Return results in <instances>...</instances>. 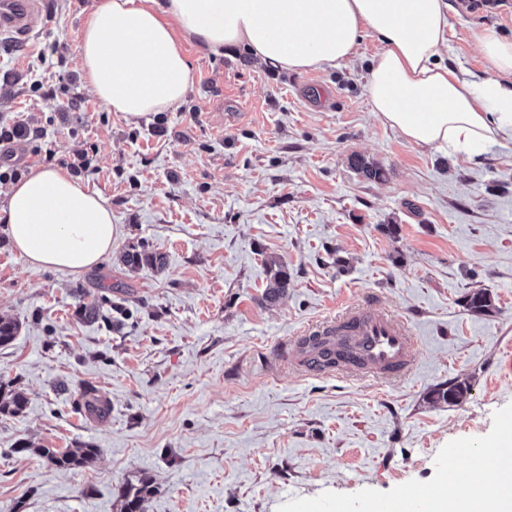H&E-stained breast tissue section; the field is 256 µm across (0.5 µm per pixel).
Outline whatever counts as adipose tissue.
I'll return each instance as SVG.
<instances>
[{"label": "adipose tissue", "instance_id": "1", "mask_svg": "<svg viewBox=\"0 0 512 512\" xmlns=\"http://www.w3.org/2000/svg\"><path fill=\"white\" fill-rule=\"evenodd\" d=\"M215 54L244 45L263 64L306 71L353 56L364 31L384 46L366 83L372 112L406 139L472 160L512 142V40L484 31L481 48L497 78L441 64L446 0H99L83 26L80 76L115 112L139 118L180 104L192 69L175 30ZM12 245L34 266L83 271L112 251L106 199L55 167H38L0 208ZM503 494L446 504V512H512Z\"/></svg>", "mask_w": 512, "mask_h": 512}]
</instances>
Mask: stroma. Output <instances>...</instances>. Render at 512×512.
Segmentation results:
<instances>
[{"label":"stroma","mask_w":512,"mask_h":512,"mask_svg":"<svg viewBox=\"0 0 512 512\" xmlns=\"http://www.w3.org/2000/svg\"><path fill=\"white\" fill-rule=\"evenodd\" d=\"M441 63L489 78L484 29L512 36V0H447ZM96 0H38L43 23L0 38V122L30 120L65 155L98 147L83 175L112 209V252L79 274L28 264L0 223V380L24 413L0 415V512H121L149 479L145 512H297L339 499L371 512L406 484L460 473L459 443L490 449L512 417V145L480 162L408 141L371 112L365 85L383 45L364 33L341 67L287 71L242 46L180 44L193 81L180 106L132 120L79 76L78 46ZM39 83L41 91L30 88ZM383 168L375 183L352 167ZM162 253L164 270L120 253ZM287 266V295L264 303L267 259ZM487 290L492 307L467 309ZM129 299L120 328L89 322L80 299ZM376 299L408 319L419 344L400 383L305 376L282 343L343 307ZM464 379L459 405L431 390ZM108 401L98 420L83 386ZM30 444L19 454L18 443ZM95 444L94 466L56 470L43 448Z\"/></svg>","instance_id":"stroma-1"}]
</instances>
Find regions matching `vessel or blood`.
I'll use <instances>...</instances> for the list:
<instances>
[{"mask_svg": "<svg viewBox=\"0 0 512 512\" xmlns=\"http://www.w3.org/2000/svg\"><path fill=\"white\" fill-rule=\"evenodd\" d=\"M40 19L35 0H0V36L28 35ZM415 345L405 318L380 311L348 309L301 331L278 358L310 374L405 377L414 360ZM495 487L471 476L433 486H407L398 502H380L376 512H432L443 497L474 498Z\"/></svg>", "mask_w": 512, "mask_h": 512, "instance_id": "b4317fda", "label": "vessel or blood"}]
</instances>
